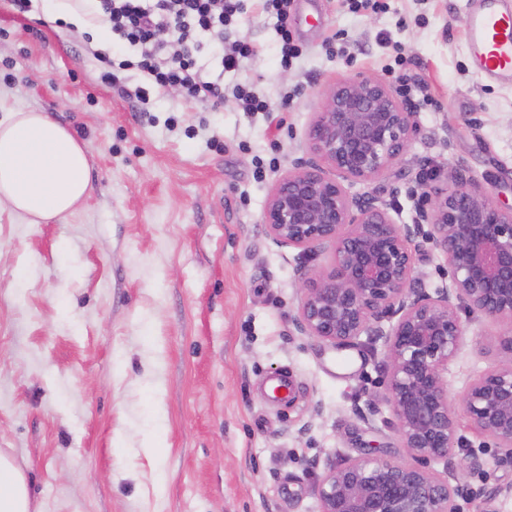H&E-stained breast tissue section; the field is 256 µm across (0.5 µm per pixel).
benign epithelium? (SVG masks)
I'll return each instance as SVG.
<instances>
[{
    "label": "benign epithelium",
    "mask_w": 512,
    "mask_h": 512,
    "mask_svg": "<svg viewBox=\"0 0 512 512\" xmlns=\"http://www.w3.org/2000/svg\"><path fill=\"white\" fill-rule=\"evenodd\" d=\"M417 132L416 112L393 85L369 76L341 80L307 127L309 158L274 184L264 207L275 244L330 256L327 265L298 272L294 329L336 349L363 334L384 340L387 403L412 459L359 457L329 468L316 485L320 512H458L457 499L471 494L467 475L478 463L457 458L445 374L464 342L459 308L512 326V205L461 172L451 187L420 178L424 202L408 224L392 218L385 200L352 192L384 176ZM424 242L445 256L451 273L449 286L433 295L415 277ZM496 358L461 401L500 450L499 462L512 465V330L499 337ZM432 462L443 471L429 469Z\"/></svg>",
    "instance_id": "benign-epithelium-1"
}]
</instances>
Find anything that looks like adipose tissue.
I'll return each instance as SVG.
<instances>
[{
  "label": "adipose tissue",
  "mask_w": 512,
  "mask_h": 512,
  "mask_svg": "<svg viewBox=\"0 0 512 512\" xmlns=\"http://www.w3.org/2000/svg\"><path fill=\"white\" fill-rule=\"evenodd\" d=\"M89 187L84 145L47 113L15 110L0 118V202L40 224L72 214ZM0 512H31L25 474L2 454Z\"/></svg>",
  "instance_id": "adipose-tissue-1"
}]
</instances>
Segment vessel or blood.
<instances>
[{
    "label": "vessel or blood",
    "instance_id": "vessel-or-blood-1",
    "mask_svg": "<svg viewBox=\"0 0 512 512\" xmlns=\"http://www.w3.org/2000/svg\"><path fill=\"white\" fill-rule=\"evenodd\" d=\"M469 19L466 45L481 78L512 82V8L504 0H475Z\"/></svg>",
    "mask_w": 512,
    "mask_h": 512
}]
</instances>
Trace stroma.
I'll return each mask as SVG.
<instances>
[{
    "mask_svg": "<svg viewBox=\"0 0 512 512\" xmlns=\"http://www.w3.org/2000/svg\"><path fill=\"white\" fill-rule=\"evenodd\" d=\"M293 0L303 50L277 57L275 20L257 0L229 41L256 55L224 72L284 111L190 104L173 88L146 112L100 80L112 41L61 23L55 0L16 13L0 0V118L49 113L87 148L78 209L30 224L0 205V452L24 470L34 512H320L315 483L348 458L408 462L384 400L383 341L334 349L294 331L296 271L325 254L280 247L262 213L275 181L307 158L305 132L329 85L367 75L407 87L419 132L365 193L410 221L416 176L462 170L512 204V86L481 79L465 49L462 0ZM275 167H268L269 157ZM464 343L448 364L464 451L481 467L461 512H512L499 463L459 400L496 362L512 329L460 310ZM292 400L262 384L281 373Z\"/></svg>",
    "mask_w": 512,
    "mask_h": 512,
    "instance_id": "obj_1",
    "label": "stroma"
}]
</instances>
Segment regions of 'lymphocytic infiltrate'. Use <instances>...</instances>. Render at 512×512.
Returning <instances> with one entry per match:
<instances>
[{
    "label": "lymphocytic infiltrate",
    "instance_id": "f902f5d3",
    "mask_svg": "<svg viewBox=\"0 0 512 512\" xmlns=\"http://www.w3.org/2000/svg\"><path fill=\"white\" fill-rule=\"evenodd\" d=\"M246 0H98L97 16L133 57L120 70L135 71L139 82L128 97L145 100L147 88L179 87L187 102L220 104L224 86L196 61L204 41L223 42L224 32L245 9ZM169 31L172 42L159 39Z\"/></svg>",
    "mask_w": 512,
    "mask_h": 512
}]
</instances>
